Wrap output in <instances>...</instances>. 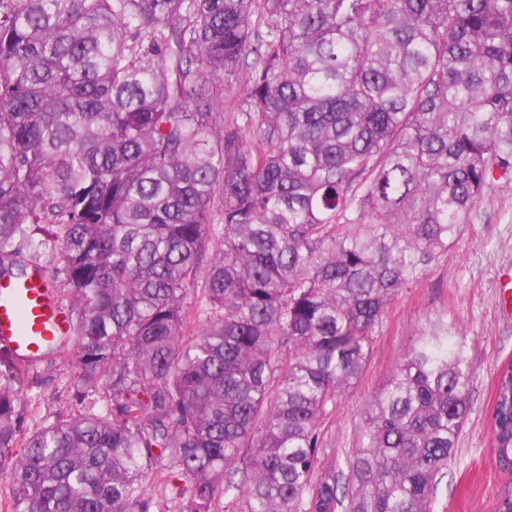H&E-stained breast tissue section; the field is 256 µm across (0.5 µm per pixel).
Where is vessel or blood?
Returning a JSON list of instances; mask_svg holds the SVG:
<instances>
[{
  "label": "vessel or blood",
  "instance_id": "b4317fda",
  "mask_svg": "<svg viewBox=\"0 0 512 512\" xmlns=\"http://www.w3.org/2000/svg\"><path fill=\"white\" fill-rule=\"evenodd\" d=\"M68 318L48 296L41 276L0 281V346L33 359L46 343L67 335Z\"/></svg>",
  "mask_w": 512,
  "mask_h": 512
}]
</instances>
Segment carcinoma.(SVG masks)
<instances>
[{
	"label": "carcinoma",
	"mask_w": 512,
	"mask_h": 512,
	"mask_svg": "<svg viewBox=\"0 0 512 512\" xmlns=\"http://www.w3.org/2000/svg\"><path fill=\"white\" fill-rule=\"evenodd\" d=\"M497 177L512 0H0V280L62 265L40 360L78 367L26 432L32 365L0 347L9 512H433L471 408L454 323L347 471L318 468L321 425ZM489 421L512 473V364Z\"/></svg>",
	"instance_id": "carcinoma-1"
}]
</instances>
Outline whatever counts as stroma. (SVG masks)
<instances>
[{
	"instance_id": "obj_1",
	"label": "stroma",
	"mask_w": 512,
	"mask_h": 512,
	"mask_svg": "<svg viewBox=\"0 0 512 512\" xmlns=\"http://www.w3.org/2000/svg\"><path fill=\"white\" fill-rule=\"evenodd\" d=\"M507 273H512V179H501L447 257L428 266L389 305L373 333V350L359 385L321 426L318 456L323 463L344 467L371 400L421 329L443 315L467 336L475 375L470 384L473 410L448 476L437 491L436 512H497L498 495L512 487V477L499 473L493 464L487 414L497 373L512 361V303L504 300L499 287ZM74 370L66 354L55 363L33 367L34 384L22 407L24 430L34 429L43 416L70 405L67 379Z\"/></svg>"
}]
</instances>
